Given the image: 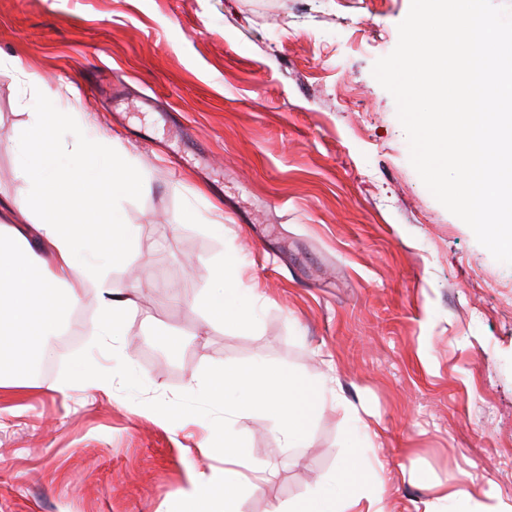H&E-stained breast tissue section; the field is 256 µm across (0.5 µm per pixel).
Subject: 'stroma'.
<instances>
[{
	"label": "stroma",
	"mask_w": 512,
	"mask_h": 512,
	"mask_svg": "<svg viewBox=\"0 0 512 512\" xmlns=\"http://www.w3.org/2000/svg\"><path fill=\"white\" fill-rule=\"evenodd\" d=\"M410 0H0V201L19 211L14 152L30 98L79 113L147 174L124 207L129 258L109 272L135 307L118 356L51 342L36 387L0 395V512H181L191 471L223 468L201 417L146 400L195 391L209 365L279 364L324 383L306 447L270 415L233 427L272 466L241 512L332 481L355 418L385 512H512V266L496 261L409 162L372 74ZM224 226L213 235L208 221ZM251 289L255 326L200 304L217 259ZM90 350L129 358L145 389L61 383ZM464 497L439 499L436 485Z\"/></svg>",
	"instance_id": "obj_1"
}]
</instances>
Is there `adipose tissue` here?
I'll list each match as a JSON object with an SVG mask.
<instances>
[{
	"label": "adipose tissue",
	"instance_id": "obj_1",
	"mask_svg": "<svg viewBox=\"0 0 512 512\" xmlns=\"http://www.w3.org/2000/svg\"><path fill=\"white\" fill-rule=\"evenodd\" d=\"M31 131L16 149L19 193L25 210H37L36 224H0V391L29 385L31 368L49 352V338L60 330L77 302L76 285H95L100 317L99 336H120L133 305L131 297L113 288L107 276L125 260L124 202L130 190L144 186L146 175L114 143L84 126L62 136L67 112L28 114ZM215 287L205 289L202 307L215 320L237 318L248 324L253 309L232 307L223 262L214 265ZM222 474H196L186 512H198L199 500L211 499L221 512H240L243 486L260 489L265 470L250 464L245 448L224 453ZM340 481L273 512H384L379 493L368 485L359 454L341 463Z\"/></svg>",
	"mask_w": 512,
	"mask_h": 512
}]
</instances>
